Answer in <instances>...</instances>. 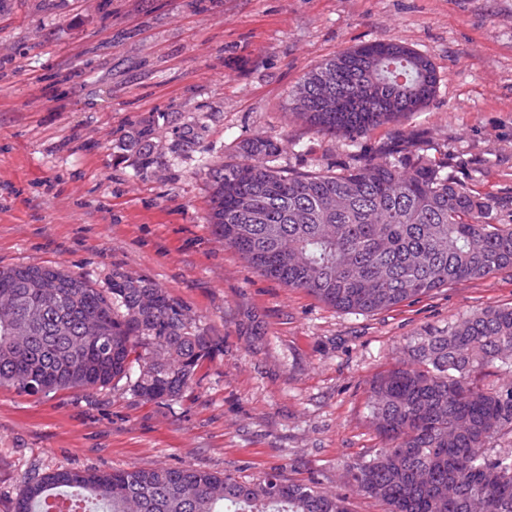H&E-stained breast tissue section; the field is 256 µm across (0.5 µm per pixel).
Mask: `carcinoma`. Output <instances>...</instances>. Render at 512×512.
Returning a JSON list of instances; mask_svg holds the SVG:
<instances>
[{"label": "carcinoma", "mask_w": 512, "mask_h": 512, "mask_svg": "<svg viewBox=\"0 0 512 512\" xmlns=\"http://www.w3.org/2000/svg\"><path fill=\"white\" fill-rule=\"evenodd\" d=\"M438 77L404 44L373 41L305 74L293 112L315 133L354 142L419 111ZM168 150L187 154L198 132L162 115ZM157 124L129 137L137 171L162 164ZM235 163L209 170L210 223L262 275L341 312L376 313L512 268V194L481 193L448 165L380 152L341 172L274 165L277 139L256 136ZM0 387L36 396L100 390L126 378L137 397L177 398L212 345L190 309L123 274L108 288L52 266L0 267ZM411 363L373 381L369 413L384 448L345 463L348 483L384 512H512V306L486 307L408 346ZM349 512L346 497L267 473L240 482L193 467L76 470L30 478L14 512Z\"/></svg>", "instance_id": "obj_1"}]
</instances>
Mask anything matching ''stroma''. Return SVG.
Listing matches in <instances>:
<instances>
[{
    "label": "stroma",
    "instance_id": "1",
    "mask_svg": "<svg viewBox=\"0 0 512 512\" xmlns=\"http://www.w3.org/2000/svg\"><path fill=\"white\" fill-rule=\"evenodd\" d=\"M378 40L431 61V101L354 143L311 131L290 109L297 82ZM166 112L204 122L199 143L140 174L125 140ZM258 134L291 140L276 164L292 172L396 148L511 192L512 0H0V266L58 265L97 288L149 280L212 343L174 400H142L124 379L0 387V512L61 466L276 472L342 490L345 462L382 446L374 377L410 341L512 306L510 270L364 315L261 275L208 222L209 168Z\"/></svg>",
    "mask_w": 512,
    "mask_h": 512
}]
</instances>
